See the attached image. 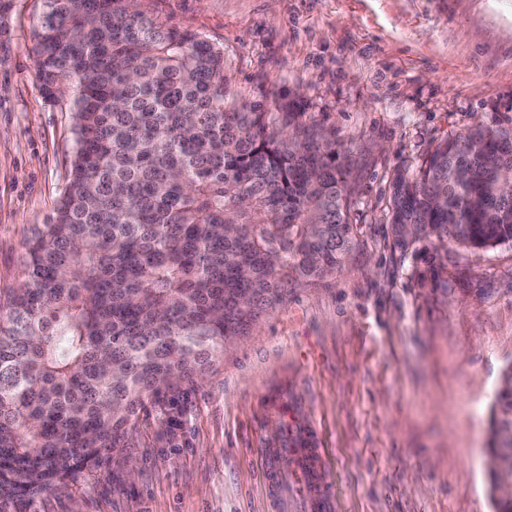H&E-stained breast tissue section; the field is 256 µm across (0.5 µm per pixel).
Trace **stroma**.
<instances>
[{
  "label": "stroma",
  "mask_w": 512,
  "mask_h": 512,
  "mask_svg": "<svg viewBox=\"0 0 512 512\" xmlns=\"http://www.w3.org/2000/svg\"><path fill=\"white\" fill-rule=\"evenodd\" d=\"M224 49L229 94L301 104L350 162L359 247L292 288L198 385L162 394L97 468L6 512H266L263 448L317 435L336 512H493L491 408L512 364V245L395 248L389 185L442 140L512 115V0H152ZM39 0L0 13V296L22 280L73 155L45 100Z\"/></svg>",
  "instance_id": "stroma-1"
}]
</instances>
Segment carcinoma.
<instances>
[{
    "label": "carcinoma",
    "mask_w": 512,
    "mask_h": 512,
    "mask_svg": "<svg viewBox=\"0 0 512 512\" xmlns=\"http://www.w3.org/2000/svg\"><path fill=\"white\" fill-rule=\"evenodd\" d=\"M42 92L73 88L74 148L25 280L0 307V510L98 465L162 392L202 380L290 287L358 246L347 158L299 107L228 100L224 49L143 0H41ZM512 117L397 171L402 250L512 245ZM488 451L512 461V384Z\"/></svg>",
    "instance_id": "carcinoma-1"
}]
</instances>
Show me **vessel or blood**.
Returning <instances> with one entry per match:
<instances>
[{
	"instance_id": "1",
	"label": "vessel or blood",
	"mask_w": 512,
	"mask_h": 512,
	"mask_svg": "<svg viewBox=\"0 0 512 512\" xmlns=\"http://www.w3.org/2000/svg\"><path fill=\"white\" fill-rule=\"evenodd\" d=\"M277 449L262 450L265 464L264 480L269 485L278 512H287L288 486L299 490L303 512H333L334 498L330 492V475L322 449L304 447L294 449L295 466L290 472L275 466Z\"/></svg>"
}]
</instances>
